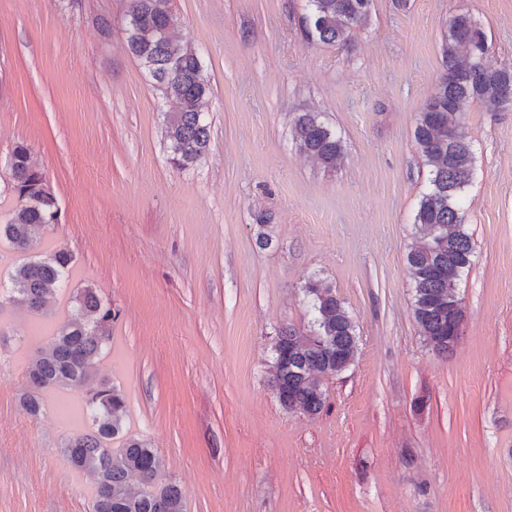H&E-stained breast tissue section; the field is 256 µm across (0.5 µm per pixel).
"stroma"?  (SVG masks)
Segmentation results:
<instances>
[{
	"instance_id": "1",
	"label": "stroma",
	"mask_w": 512,
	"mask_h": 512,
	"mask_svg": "<svg viewBox=\"0 0 512 512\" xmlns=\"http://www.w3.org/2000/svg\"><path fill=\"white\" fill-rule=\"evenodd\" d=\"M172 5L212 88L209 146L186 169L127 49L126 0H0V221L21 141L61 208L49 239L76 258L71 288L120 312L99 375L126 396L128 435L157 450L187 512H512V108L459 116L474 256L448 356L418 333L406 269L428 186L414 129L448 22L469 13L488 63L512 66V0H372L345 45L306 39V0ZM300 112L341 138L335 170L299 152ZM312 277L360 343L308 415L283 408L270 370L279 331L307 322ZM30 323L0 309V512H92V479L60 452L78 394L36 417L21 403L28 361L51 343L31 342Z\"/></svg>"
}]
</instances>
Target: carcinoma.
Instances as JSON below:
<instances>
[{
	"label": "carcinoma",
	"mask_w": 512,
	"mask_h": 512,
	"mask_svg": "<svg viewBox=\"0 0 512 512\" xmlns=\"http://www.w3.org/2000/svg\"><path fill=\"white\" fill-rule=\"evenodd\" d=\"M171 2L127 0V46L160 93L171 162L188 168L209 145L204 108L211 87L196 50L173 34L177 17ZM371 3L307 0L308 39L348 42L366 23ZM488 52L487 36L471 15L453 16L446 35V70L418 112L414 129L429 179L414 215L419 241L410 247L406 262L419 336L439 354L453 349L462 335L464 309L458 286L474 254L461 201L475 156L457 114L469 101L493 111L512 106V66L489 65ZM293 136L299 151L326 169L336 168L343 158L340 137L315 112L295 117ZM6 167L17 205L0 223V243L9 245L16 260L7 270L0 269V279L10 283L6 290L0 287V309L15 302L25 306L36 320L35 333L47 328L53 336L51 347L29 362L25 410L36 417L45 397L64 390L85 392L80 411L92 430L67 435L61 453L74 469L93 479V512H187L185 490L162 481L157 451L145 440L125 437V394L98 378L99 363L112 350V323L119 312L86 286L69 296L73 317H52L46 309L48 299L64 289L74 264L71 252L42 247L45 235L59 221L58 201L29 146H14ZM303 292L307 327L301 334L292 329L278 334L272 346V383L284 408L317 414L326 402L324 382L355 361L358 336L350 312L330 284L311 278ZM115 440L121 441L116 453Z\"/></svg>",
	"instance_id": "carcinoma-1"
}]
</instances>
